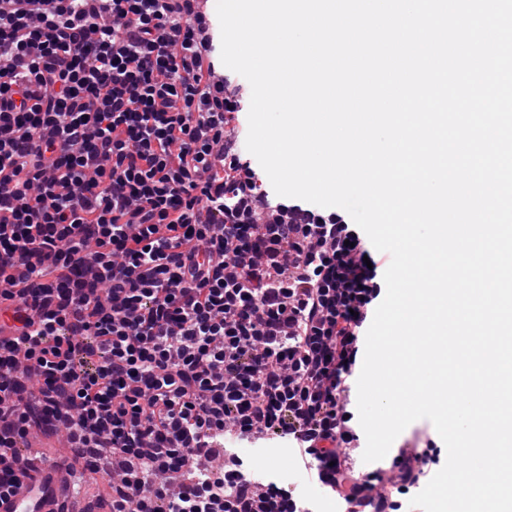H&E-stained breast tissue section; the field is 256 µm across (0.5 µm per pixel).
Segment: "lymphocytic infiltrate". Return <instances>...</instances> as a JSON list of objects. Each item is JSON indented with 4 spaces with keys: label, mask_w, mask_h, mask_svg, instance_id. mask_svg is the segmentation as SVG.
<instances>
[{
    "label": "lymphocytic infiltrate",
    "mask_w": 512,
    "mask_h": 512,
    "mask_svg": "<svg viewBox=\"0 0 512 512\" xmlns=\"http://www.w3.org/2000/svg\"><path fill=\"white\" fill-rule=\"evenodd\" d=\"M208 43L200 0L0 8V497L38 426L111 455L112 512H316L252 474V438L347 512H401L430 435L345 457L385 259L341 211L264 212Z\"/></svg>",
    "instance_id": "f902f5d3"
}]
</instances>
